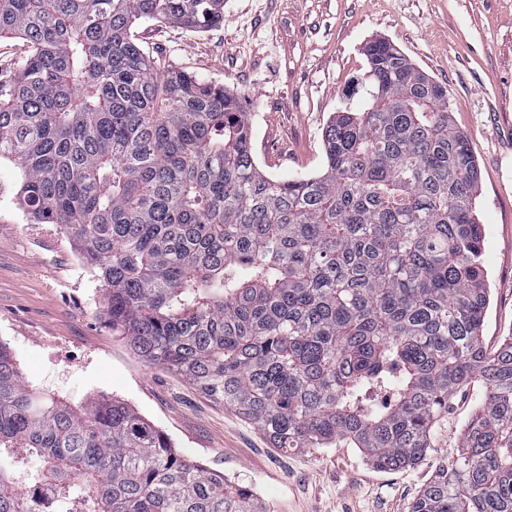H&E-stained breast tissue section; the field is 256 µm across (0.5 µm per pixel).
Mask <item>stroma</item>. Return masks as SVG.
<instances>
[{
	"mask_svg": "<svg viewBox=\"0 0 512 512\" xmlns=\"http://www.w3.org/2000/svg\"><path fill=\"white\" fill-rule=\"evenodd\" d=\"M134 34L150 55L245 99L257 165L274 179L323 170V131L334 113L358 106L351 88L368 69L367 44L395 45L446 87L468 138L490 288L483 339L492 348L512 336V0H224L221 24L143 22ZM19 189V170L1 159L0 344L35 391L73 406L99 395L125 402L183 456L250 486L267 512H409L456 457L484 397L478 383L452 395L426 458L407 470L376 469L345 444L272 448L232 407L112 335L77 242L30 221Z\"/></svg>",
	"mask_w": 512,
	"mask_h": 512,
	"instance_id": "obj_1",
	"label": "stroma"
}]
</instances>
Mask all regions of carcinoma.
I'll return each mask as SVG.
<instances>
[{"label":"carcinoma","mask_w":512,"mask_h":512,"mask_svg":"<svg viewBox=\"0 0 512 512\" xmlns=\"http://www.w3.org/2000/svg\"><path fill=\"white\" fill-rule=\"evenodd\" d=\"M140 21L217 25L224 0H0V37L27 47L0 75V159L30 220L80 244L112 334L273 447L343 443L385 471L421 462L449 397L480 382L411 512H512V336L483 342L480 176L447 89L370 43L324 171L272 179L241 96L145 53ZM2 456L44 458L51 497L0 469V512H266L125 403L29 389L0 345Z\"/></svg>","instance_id":"1"}]
</instances>
